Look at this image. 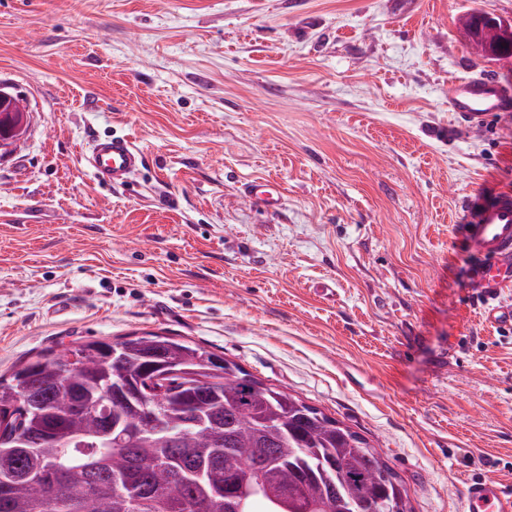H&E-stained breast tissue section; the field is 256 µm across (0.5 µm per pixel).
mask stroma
Returning a JSON list of instances; mask_svg holds the SVG:
<instances>
[{
  "label": "stroma",
  "instance_id": "1",
  "mask_svg": "<svg viewBox=\"0 0 512 512\" xmlns=\"http://www.w3.org/2000/svg\"><path fill=\"white\" fill-rule=\"evenodd\" d=\"M512 0H0V375L74 342L190 340L342 421L414 512L512 479V329L484 321L469 195L512 189V111L462 128L461 21ZM123 137L120 188L83 155ZM271 180L269 214L243 194ZM0 97L5 101V107L2 116L3 127L2 136L0 137V154L6 149H11L14 145H10L18 140L27 130L29 125V112L27 107L17 110L14 106V96L0 87ZM86 167L95 180L111 185H124L130 175L143 164L144 157L133 142L124 138L96 137L85 157Z\"/></svg>",
  "mask_w": 512,
  "mask_h": 512
}]
</instances>
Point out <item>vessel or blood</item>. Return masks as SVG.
<instances>
[{
	"label": "vessel or blood",
	"mask_w": 512,
	"mask_h": 512,
	"mask_svg": "<svg viewBox=\"0 0 512 512\" xmlns=\"http://www.w3.org/2000/svg\"><path fill=\"white\" fill-rule=\"evenodd\" d=\"M448 106L459 121L479 126L490 114L512 109V90L490 75L457 79ZM95 180L114 187L124 185L143 164L144 157L133 142L124 138H94L85 157ZM253 204L277 209L281 197L269 182H251L244 188ZM471 215L465 227L466 243L476 261L471 279L483 297L481 311L490 323L512 324V305L500 299L503 288L512 286V190L467 198ZM463 512H512V483L494 477L467 481L462 495Z\"/></svg>",
	"instance_id": "vessel-or-blood-1"
}]
</instances>
